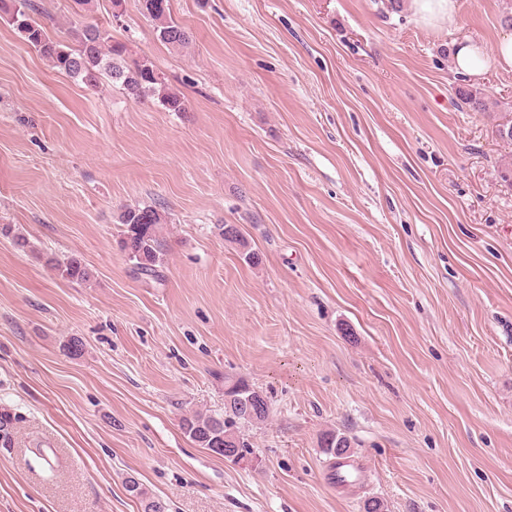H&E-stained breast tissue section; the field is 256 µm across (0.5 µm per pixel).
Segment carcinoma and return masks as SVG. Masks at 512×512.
<instances>
[{
  "mask_svg": "<svg viewBox=\"0 0 512 512\" xmlns=\"http://www.w3.org/2000/svg\"><path fill=\"white\" fill-rule=\"evenodd\" d=\"M141 14L155 23L159 39L180 47L189 42L185 28L171 15L170 0H139ZM32 0H0V12L18 31L24 40L58 70L94 84L105 74L112 82L120 84L125 92L135 98L155 97L171 112L185 111V101L169 90L149 59L133 58L127 45L112 39L108 29L97 24L81 25L71 32L70 41L54 40L30 18ZM458 99L469 109L477 112H497L495 132L502 133V120L512 115V110L500 105L479 89L460 87ZM123 225L121 247L133 261L135 270L145 276H156L157 267L165 262L166 248L161 237V225L166 217L153 206L127 207L119 216ZM218 234L224 241L243 248L244 259L253 262L256 254L234 224H221ZM41 260L46 267L73 283L89 280L90 273L76 258H61L54 253H44ZM237 395L250 398L259 406L260 413L252 419L245 418L244 411L229 397ZM270 414L269 400L263 392L243 379L224 378V414H208L194 411L182 418L181 429L194 443L210 449L226 432L235 431L238 424L260 423ZM21 416L5 407L0 410V445L12 444ZM325 454L336 459L351 452V441L342 435L328 432L323 437Z\"/></svg>",
  "mask_w": 512,
  "mask_h": 512,
  "instance_id": "carcinoma-1",
  "label": "carcinoma"
}]
</instances>
